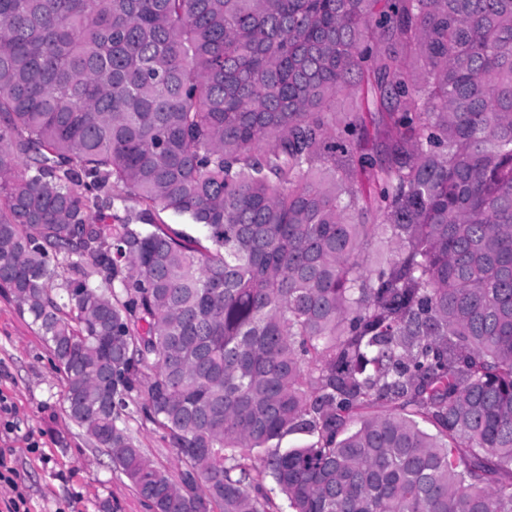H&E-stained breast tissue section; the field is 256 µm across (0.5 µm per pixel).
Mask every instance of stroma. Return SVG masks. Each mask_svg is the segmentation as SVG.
<instances>
[{"instance_id":"obj_1","label":"stroma","mask_w":512,"mask_h":512,"mask_svg":"<svg viewBox=\"0 0 512 512\" xmlns=\"http://www.w3.org/2000/svg\"><path fill=\"white\" fill-rule=\"evenodd\" d=\"M65 381L34 328L0 296V395L14 408L13 428L0 434L17 487L0 484V512L23 491L29 512H150L111 459L97 451L66 415ZM37 452H30L31 443Z\"/></svg>"}]
</instances>
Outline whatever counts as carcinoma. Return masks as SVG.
<instances>
[{
	"mask_svg": "<svg viewBox=\"0 0 512 512\" xmlns=\"http://www.w3.org/2000/svg\"><path fill=\"white\" fill-rule=\"evenodd\" d=\"M0 293L152 512H512V0H0ZM138 439L141 448L159 465L176 472L177 455L174 448H169L161 439V435L148 427L140 428Z\"/></svg>",
	"mask_w": 512,
	"mask_h": 512,
	"instance_id": "carcinoma-1",
	"label": "carcinoma"
}]
</instances>
